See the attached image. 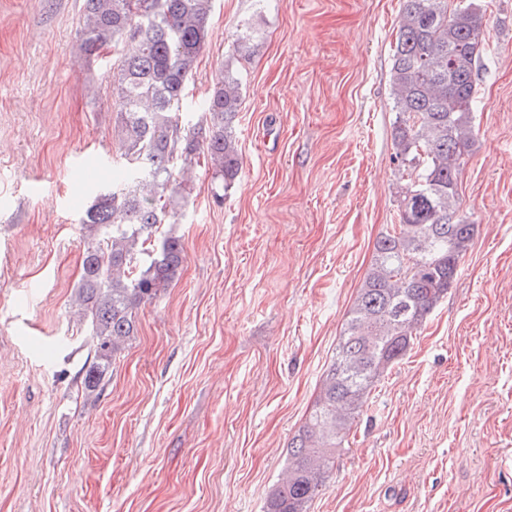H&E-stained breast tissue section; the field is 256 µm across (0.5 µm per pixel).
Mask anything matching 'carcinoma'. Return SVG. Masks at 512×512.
<instances>
[{"mask_svg":"<svg viewBox=\"0 0 512 512\" xmlns=\"http://www.w3.org/2000/svg\"><path fill=\"white\" fill-rule=\"evenodd\" d=\"M139 16L132 0H85L79 37L88 56L119 52L112 71L115 129L125 177L97 189L79 218L87 245L76 289L92 361L81 390L92 393L136 332L138 308L178 274L180 237L163 226L188 205L185 175L204 158L220 201L241 165L236 123L243 78L224 67L203 101L205 144L179 121L187 82L206 45L213 0H156ZM255 48L241 25L236 56ZM490 51L476 0H404L391 84L397 223L375 244V259L348 312L313 410L288 446L284 477L264 512H308L333 469L351 425L413 334L447 293L475 235L459 214L462 158L475 143L473 105L483 54Z\"/></svg>","mask_w":512,"mask_h":512,"instance_id":"obj_1","label":"carcinoma"}]
</instances>
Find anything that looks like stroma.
<instances>
[{"mask_svg":"<svg viewBox=\"0 0 512 512\" xmlns=\"http://www.w3.org/2000/svg\"><path fill=\"white\" fill-rule=\"evenodd\" d=\"M402 7L213 0L181 114L197 123L233 63L241 170L218 204L196 166L173 226L179 275L85 397L70 303L78 219L117 159L111 61L80 46L83 0H0V512H263L397 221ZM482 7L495 49L459 198L473 244L309 512H512V0ZM246 19L258 47L244 60Z\"/></svg>","mask_w":512,"mask_h":512,"instance_id":"stroma-1","label":"stroma"}]
</instances>
